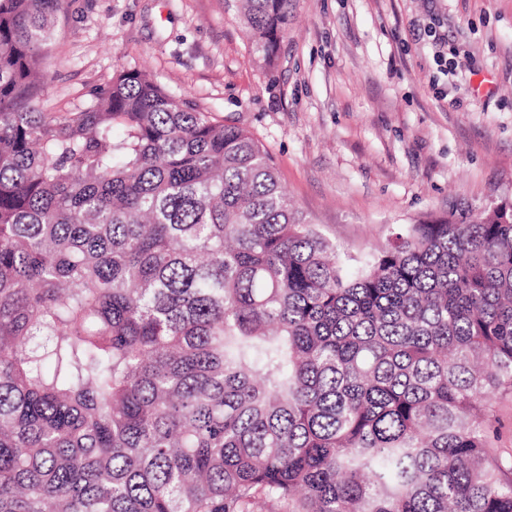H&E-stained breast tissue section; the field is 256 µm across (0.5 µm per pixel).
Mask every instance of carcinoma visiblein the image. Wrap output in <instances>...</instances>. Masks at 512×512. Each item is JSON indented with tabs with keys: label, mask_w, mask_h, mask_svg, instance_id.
Masks as SVG:
<instances>
[{
	"label": "carcinoma",
	"mask_w": 512,
	"mask_h": 512,
	"mask_svg": "<svg viewBox=\"0 0 512 512\" xmlns=\"http://www.w3.org/2000/svg\"><path fill=\"white\" fill-rule=\"evenodd\" d=\"M0 0V512H512V203L354 276L268 152L123 69L44 112ZM291 0H242L274 53ZM494 411L499 424L493 443L499 451L512 453V396H497Z\"/></svg>",
	"instance_id": "1"
}]
</instances>
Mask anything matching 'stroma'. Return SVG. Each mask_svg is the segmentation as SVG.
Listing matches in <instances>:
<instances>
[{
	"label": "stroma",
	"instance_id": "1",
	"mask_svg": "<svg viewBox=\"0 0 512 512\" xmlns=\"http://www.w3.org/2000/svg\"><path fill=\"white\" fill-rule=\"evenodd\" d=\"M39 62L48 112L139 69L250 131L350 272L403 225L512 201V0H294L269 60L232 0H70Z\"/></svg>",
	"mask_w": 512,
	"mask_h": 512
}]
</instances>
